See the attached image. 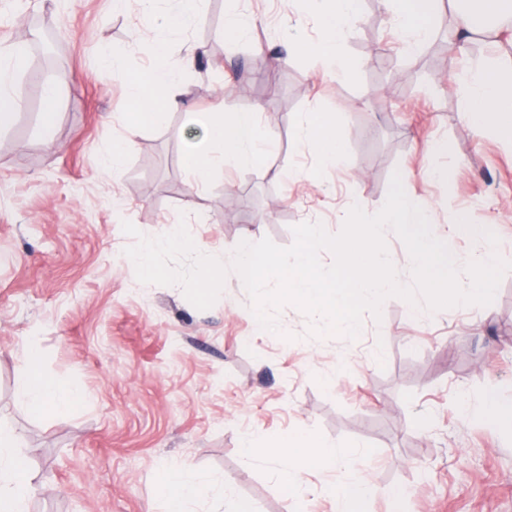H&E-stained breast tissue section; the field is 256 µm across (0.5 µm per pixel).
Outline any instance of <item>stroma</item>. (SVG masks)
Segmentation results:
<instances>
[{
    "instance_id": "stroma-1",
    "label": "stroma",
    "mask_w": 512,
    "mask_h": 512,
    "mask_svg": "<svg viewBox=\"0 0 512 512\" xmlns=\"http://www.w3.org/2000/svg\"><path fill=\"white\" fill-rule=\"evenodd\" d=\"M232 8L257 18L236 43L223 35ZM200 9L204 22L166 37L174 62L200 47L173 90L180 108L139 129L115 176L101 161L127 133L129 96L100 54L147 68L132 32L153 23L137 0L123 10L112 0H0V45L28 41L35 18L62 45L51 61L27 55L22 109L0 128V422L33 466L29 512H163L153 475L182 464L210 486L197 512H227L231 496L255 512H332L334 493L357 481L381 489L366 512H512V271L487 306L432 311L420 301L411 315L388 298L353 341L309 337L310 318L291 305L279 333L260 335L238 273L198 310L180 287L137 280L122 230L127 220L158 236L183 221L197 247L227 263L241 240L286 247L293 226L336 234L352 205L377 213L396 172L434 234L466 215L512 261V141L468 124L465 87L451 77L502 64L512 35L449 47L430 73L420 48L394 40L381 0H362L342 49L350 75L339 81L311 55L288 52L289 41H319L305 0H202ZM62 73L47 131L43 85ZM224 94L259 112L267 154L213 169L199 189L186 166L195 119ZM308 112L335 123L338 165L298 143ZM33 343L44 372L78 386L84 406L46 417L17 395ZM490 397L500 413L481 416ZM304 425L348 464L303 474L299 496L281 486L275 461L244 462L240 444Z\"/></svg>"
}]
</instances>
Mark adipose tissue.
I'll use <instances>...</instances> for the list:
<instances>
[{
    "mask_svg": "<svg viewBox=\"0 0 512 512\" xmlns=\"http://www.w3.org/2000/svg\"><path fill=\"white\" fill-rule=\"evenodd\" d=\"M309 14L322 32L316 52L324 65L332 67L340 58L343 37L360 14V0H307ZM393 12L398 30L408 45L426 40L432 33L431 22L444 10V0H385ZM22 45L0 48V126L9 124L19 112L21 92L16 83V68L23 57ZM199 58L190 49L179 62L168 58L163 39L154 43L151 65L142 73L129 74L122 63L107 65L110 77L126 83L130 91V109L137 125L158 126L164 123L178 101L171 88L183 72L194 68ZM468 92L464 112L477 129L493 128L512 140V66L490 72L475 69L467 78ZM198 125L202 143L189 155V171L197 185H204L218 164L238 167L256 165L264 156L266 135L255 111L238 110L229 96H222L215 106L202 114ZM297 135L301 141L315 144L321 150L325 165L339 161L335 125L320 114H306L299 122ZM17 391L29 405L42 413L64 414L85 401L80 388L57 381L45 374L37 346H29L26 366L15 381ZM17 438L8 427L0 425V512H27L28 500L35 490L26 460L16 451ZM245 460L263 455L281 462L280 481L287 487L300 486L302 472L345 465L346 459L334 446L312 431L304 429L273 442L262 444L254 437L242 443ZM157 494L164 500L166 512H191L190 505L208 492L207 485L188 467L162 468L154 474Z\"/></svg>",
    "mask_w": 512,
    "mask_h": 512,
    "instance_id": "ef3b65f1",
    "label": "adipose tissue"
}]
</instances>
